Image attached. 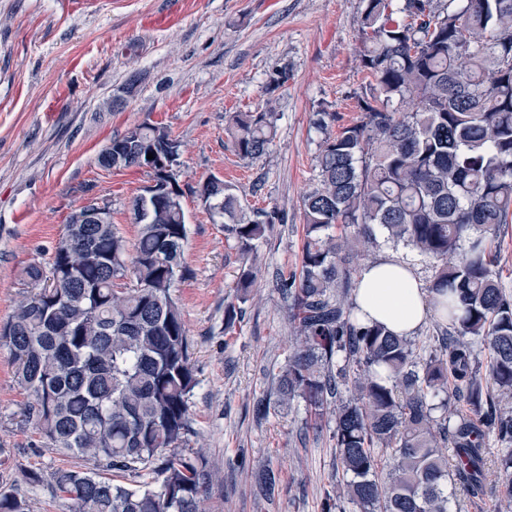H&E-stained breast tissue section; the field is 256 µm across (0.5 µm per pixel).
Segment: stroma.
Here are the masks:
<instances>
[{
    "label": "stroma",
    "mask_w": 512,
    "mask_h": 512,
    "mask_svg": "<svg viewBox=\"0 0 512 512\" xmlns=\"http://www.w3.org/2000/svg\"><path fill=\"white\" fill-rule=\"evenodd\" d=\"M363 0H0V322L28 286L30 264L50 267L70 214L93 198L112 204L127 238L132 200L149 181L138 168L102 167L114 137L135 125L165 126L181 144L187 223L182 307L198 381L190 404V450L204 449L220 482L210 512H322L343 481L329 426L313 428L302 403L276 404V374L290 352L288 310L276 274L299 266L301 199L315 175V113L360 115L366 82L359 53ZM287 83L267 93L270 73ZM278 112L266 154L250 162L227 132L235 112ZM234 185L248 209L278 211L258 251V278L243 317L224 328L238 247L196 195L209 176ZM7 347L0 345V477L21 484L30 512H71L44 478L86 468L49 447L24 416ZM488 496L450 512H512L488 450ZM273 470L274 496L257 476ZM43 481L27 484L31 473Z\"/></svg>",
    "instance_id": "1"
}]
</instances>
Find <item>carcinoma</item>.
Segmentation results:
<instances>
[{
	"label": "carcinoma",
	"mask_w": 512,
	"mask_h": 512,
	"mask_svg": "<svg viewBox=\"0 0 512 512\" xmlns=\"http://www.w3.org/2000/svg\"><path fill=\"white\" fill-rule=\"evenodd\" d=\"M360 116L318 112L313 184L302 196L300 270L275 280L295 345L278 374L279 405L302 401L314 428L331 416L359 512H449L448 486L471 502L486 493V449L512 492V295L497 239L512 222V0H363ZM402 14L401 22L394 15ZM278 114L236 112L228 127L240 159L264 155ZM125 167L180 143L142 123L112 139ZM203 205L224 219L241 266L224 309L235 325L274 224L246 211L212 176ZM181 188L132 200L130 244L113 224L65 225L50 269L29 265V294L0 323L27 417L51 447L82 457L59 467L53 491L75 512H204L215 475L202 451L185 452L197 379L176 283L187 269ZM403 244L433 269L448 295L439 350L352 314L354 261L379 239ZM490 353L487 368L477 351ZM469 412L452 419L448 399ZM453 448L445 455L443 449ZM18 487L0 489V512H26Z\"/></svg>",
	"instance_id": "carcinoma-1"
}]
</instances>
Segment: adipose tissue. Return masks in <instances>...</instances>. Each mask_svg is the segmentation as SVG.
Masks as SVG:
<instances>
[{"instance_id": "adipose-tissue-1", "label": "adipose tissue", "mask_w": 512, "mask_h": 512, "mask_svg": "<svg viewBox=\"0 0 512 512\" xmlns=\"http://www.w3.org/2000/svg\"><path fill=\"white\" fill-rule=\"evenodd\" d=\"M354 301L360 308L361 321L383 324L389 331L408 338L437 316L439 309L413 270L388 256L363 266Z\"/></svg>"}]
</instances>
